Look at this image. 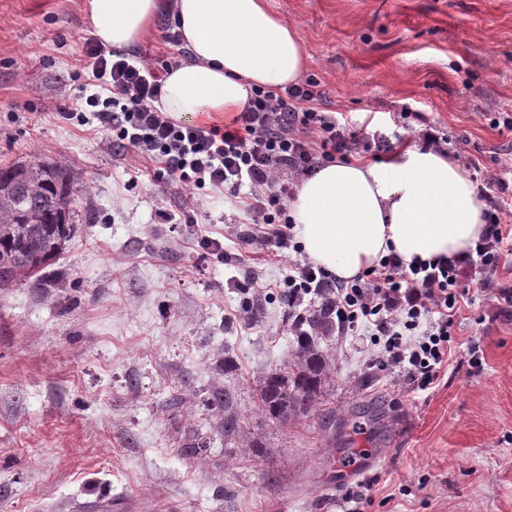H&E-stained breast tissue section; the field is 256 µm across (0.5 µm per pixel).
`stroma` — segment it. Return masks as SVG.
Returning <instances> with one entry per match:
<instances>
[{"instance_id": "1", "label": "stroma", "mask_w": 512, "mask_h": 512, "mask_svg": "<svg viewBox=\"0 0 512 512\" xmlns=\"http://www.w3.org/2000/svg\"><path fill=\"white\" fill-rule=\"evenodd\" d=\"M296 25L323 109L416 144L428 122L464 135L479 169L512 182V0H267ZM87 0H0V164L50 159L83 187L80 224L47 287L0 288V512H75L130 499L138 512H512V256L497 287L456 318V345L432 388L373 367L372 347L333 337L326 392L303 416L262 411L265 373L295 348L278 299L237 319L244 267L283 281L287 258H201V235L243 218L207 199L195 224H161L175 190L127 169L100 132L60 119L59 84L93 29ZM231 355L234 371L218 370ZM232 387L250 424L227 447L205 404ZM266 452H259L258 443ZM192 454H184V447Z\"/></svg>"}]
</instances>
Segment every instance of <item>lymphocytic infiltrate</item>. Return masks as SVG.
I'll return each instance as SVG.
<instances>
[{
  "label": "lymphocytic infiltrate",
  "mask_w": 512,
  "mask_h": 512,
  "mask_svg": "<svg viewBox=\"0 0 512 512\" xmlns=\"http://www.w3.org/2000/svg\"><path fill=\"white\" fill-rule=\"evenodd\" d=\"M164 39L177 54L163 60L87 40L80 94L61 105L59 117L96 124L114 156L137 155L135 176L177 190L176 208L158 213L161 223H197L202 197L221 195L244 215L239 242L275 257L287 249L300 255L291 211L299 180L338 158L390 151L391 139L322 110L320 82L312 75L284 88L253 87L228 123L176 122L154 103L187 51L174 22H166ZM481 219L484 234L462 256L407 264L392 253L341 280L300 255L279 287L257 281L253 288L278 296L289 334L304 333L310 315L324 311L337 335L369 337L379 348L375 365L424 391L449 360L461 304L474 303L512 254V228L504 225L496 195H486Z\"/></svg>",
  "instance_id": "obj_1"
}]
</instances>
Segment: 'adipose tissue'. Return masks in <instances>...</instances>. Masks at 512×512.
Listing matches in <instances>:
<instances>
[{
  "instance_id": "1",
  "label": "adipose tissue",
  "mask_w": 512,
  "mask_h": 512,
  "mask_svg": "<svg viewBox=\"0 0 512 512\" xmlns=\"http://www.w3.org/2000/svg\"><path fill=\"white\" fill-rule=\"evenodd\" d=\"M165 10L190 53L157 105L173 120L241 111L253 86L297 83L306 68L298 28L266 0H90L95 37L117 49L149 38ZM481 208L461 161L418 145L384 163H326L292 204L304 254L340 279L391 252L407 264L466 253L485 231Z\"/></svg>"
}]
</instances>
